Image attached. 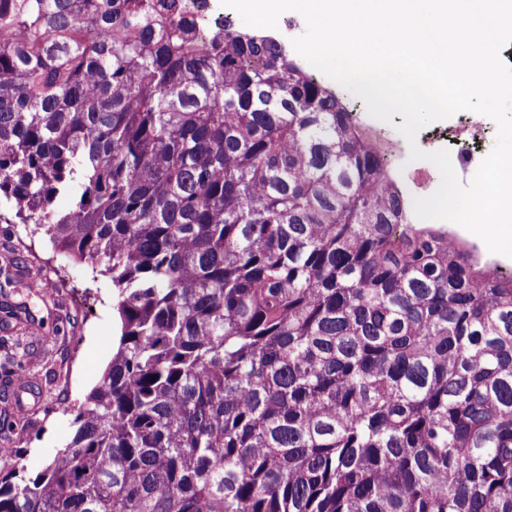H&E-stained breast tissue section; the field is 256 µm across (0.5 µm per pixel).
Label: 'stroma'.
Returning <instances> with one entry per match:
<instances>
[{
	"label": "stroma",
	"mask_w": 512,
	"mask_h": 512,
	"mask_svg": "<svg viewBox=\"0 0 512 512\" xmlns=\"http://www.w3.org/2000/svg\"><path fill=\"white\" fill-rule=\"evenodd\" d=\"M343 97L355 107L359 123L391 152L393 168L410 197L421 196L411 174L424 170L436 179L440 172L429 161L410 160L409 144L397 130L402 116L394 115L386 123L372 117L351 92ZM62 262L34 225L0 223V358L15 338H22L28 345L22 373L36 393L24 428L6 430V423L18 417L10 389L12 375L0 371V453L23 449L25 478L35 476L71 442L77 409L99 382L118 341L110 274L100 266L72 263L65 282L43 278L44 264ZM76 293L86 295L87 303L73 305ZM32 322L38 323L39 335H27Z\"/></svg>",
	"instance_id": "obj_1"
}]
</instances>
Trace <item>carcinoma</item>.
<instances>
[{"mask_svg": "<svg viewBox=\"0 0 512 512\" xmlns=\"http://www.w3.org/2000/svg\"><path fill=\"white\" fill-rule=\"evenodd\" d=\"M194 29L0 0V201L104 267L121 332L0 512H512V275L413 223L278 39Z\"/></svg>", "mask_w": 512, "mask_h": 512, "instance_id": "obj_1", "label": "carcinoma"}]
</instances>
